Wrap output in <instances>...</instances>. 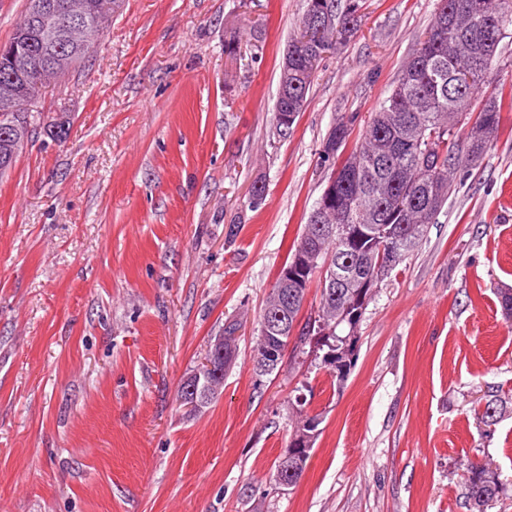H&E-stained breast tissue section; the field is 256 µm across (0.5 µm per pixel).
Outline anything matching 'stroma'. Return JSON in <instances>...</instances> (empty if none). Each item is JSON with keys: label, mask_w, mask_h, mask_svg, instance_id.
<instances>
[{"label": "stroma", "mask_w": 512, "mask_h": 512, "mask_svg": "<svg viewBox=\"0 0 512 512\" xmlns=\"http://www.w3.org/2000/svg\"><path fill=\"white\" fill-rule=\"evenodd\" d=\"M306 0H122L91 63L43 89L40 135L0 175V512H468L464 461L512 512V109L379 283L343 383L311 352L256 377L262 301L326 188L343 112L386 96L438 0H364L285 140L280 65ZM243 41L240 59L224 44ZM265 194L247 206L255 181ZM238 365L204 413L177 401L227 320ZM508 398L496 424L479 414ZM321 424L270 480L295 397Z\"/></svg>", "instance_id": "35a3bbf8"}]
</instances>
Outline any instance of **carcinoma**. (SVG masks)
I'll use <instances>...</instances> for the list:
<instances>
[{
	"mask_svg": "<svg viewBox=\"0 0 512 512\" xmlns=\"http://www.w3.org/2000/svg\"><path fill=\"white\" fill-rule=\"evenodd\" d=\"M116 0H90V23L83 33L100 45L110 19L108 4ZM363 0H307L283 56L273 117L272 135L286 139L303 111L314 75L321 63L315 49L340 53L357 32ZM512 26V0H439L432 25L403 66L378 111L362 120L356 112H344L331 128L326 148L343 149L354 127L359 141L346 157L333 155L336 204L324 213L323 224H383L387 236L379 241L366 237L342 252L336 237L323 234L317 225L304 226L283 265H297L301 257H318L340 279L336 295L320 294L317 317L322 348L345 345L357 333L358 323L346 309L359 296L369 263L385 245L386 258L398 267L425 236L429 225L438 223L448 201L451 177L457 170L475 165L500 128L505 87L489 77L497 49ZM46 42L42 23L32 17V0L10 38L0 43V94L41 96L43 83L16 74L17 54L40 57ZM14 120L39 129L53 138L62 136L65 123L44 124L42 113L0 111V127ZM282 275H277L259 316L258 328L278 309L277 294ZM240 323L224 325V374L213 378L224 387V379L237 363ZM506 398L492 395L482 413L484 424H494L506 406ZM318 420L303 409L296 410L293 437L288 444V465L298 468L300 480L310 457L307 425ZM465 499L469 512H485L501 493L497 473L487 463H463Z\"/></svg>",
	"mask_w": 512,
	"mask_h": 512,
	"instance_id": "1",
	"label": "carcinoma"
}]
</instances>
